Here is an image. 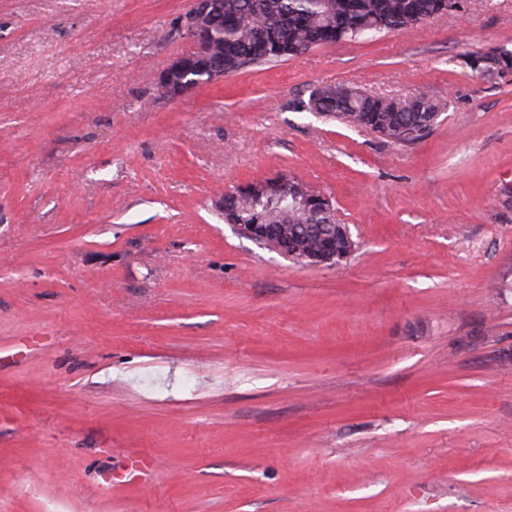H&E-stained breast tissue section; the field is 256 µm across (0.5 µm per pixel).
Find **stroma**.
<instances>
[{
	"mask_svg": "<svg viewBox=\"0 0 512 512\" xmlns=\"http://www.w3.org/2000/svg\"><path fill=\"white\" fill-rule=\"evenodd\" d=\"M191 3L0 0V512H512V79L463 63L512 0L170 99ZM334 82L448 106L397 147ZM283 173L346 260L225 224Z\"/></svg>",
	"mask_w": 512,
	"mask_h": 512,
	"instance_id": "1",
	"label": "stroma"
}]
</instances>
